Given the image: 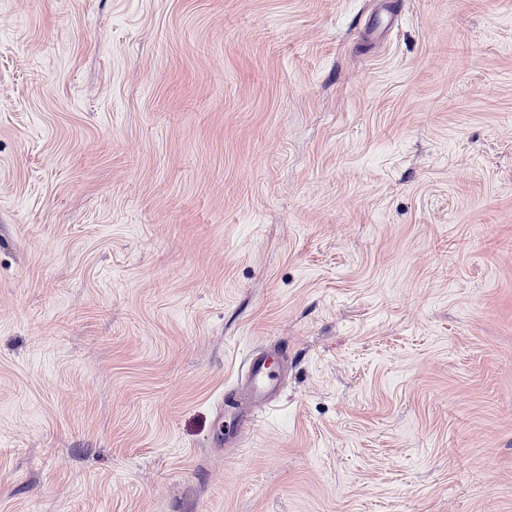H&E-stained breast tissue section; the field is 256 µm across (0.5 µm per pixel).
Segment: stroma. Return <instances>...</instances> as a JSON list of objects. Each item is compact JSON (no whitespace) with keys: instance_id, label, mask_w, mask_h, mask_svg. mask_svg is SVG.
I'll return each mask as SVG.
<instances>
[{"instance_id":"35a3bbf8","label":"stroma","mask_w":512,"mask_h":512,"mask_svg":"<svg viewBox=\"0 0 512 512\" xmlns=\"http://www.w3.org/2000/svg\"><path fill=\"white\" fill-rule=\"evenodd\" d=\"M0 512H512V0H0ZM279 361L288 362L287 343L275 344L246 358L244 392L250 405L237 415L236 428L241 435H245L261 414L274 405L281 388L277 373Z\"/></svg>"}]
</instances>
